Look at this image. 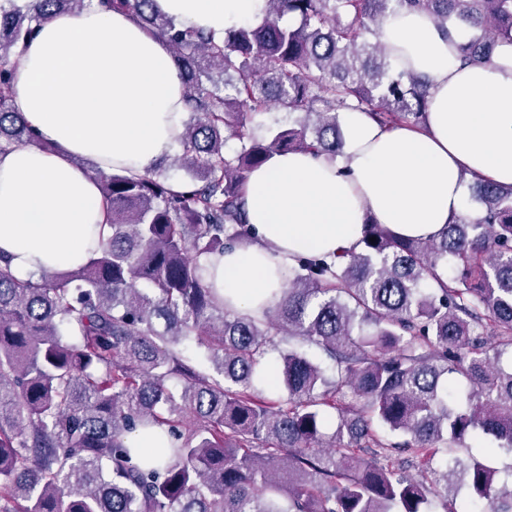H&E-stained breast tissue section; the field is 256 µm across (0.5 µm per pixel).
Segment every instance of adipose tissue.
<instances>
[{"mask_svg":"<svg viewBox=\"0 0 512 512\" xmlns=\"http://www.w3.org/2000/svg\"><path fill=\"white\" fill-rule=\"evenodd\" d=\"M156 6L220 39L261 19L266 0ZM469 36L461 25L444 33L422 11L394 12L380 40L396 71L430 79L421 127L383 129L346 110L341 156L279 153L249 174L253 242L205 261L230 308L262 313L285 267L356 248L365 223L437 237L464 212L467 182L512 186V45L464 66L453 46ZM13 60V107L49 148L0 152V254L17 276L36 279L82 263L106 222L78 160L137 175L164 162L183 129V81L166 41L116 10L54 15L14 47Z\"/></svg>","mask_w":512,"mask_h":512,"instance_id":"ef3b65f1","label":"adipose tissue"}]
</instances>
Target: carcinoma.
Segmentation results:
<instances>
[{"mask_svg":"<svg viewBox=\"0 0 512 512\" xmlns=\"http://www.w3.org/2000/svg\"><path fill=\"white\" fill-rule=\"evenodd\" d=\"M91 2L0 0V151L47 148L13 109V47ZM267 3L217 40L155 0H97L168 43L186 178L177 190L162 167H92L110 232L91 237L85 263L33 280L0 256V512H435L426 478L442 512H512L511 469L437 461L476 433L512 452V187L473 183L477 210L437 238L367 224L359 248L298 259L260 315L224 305L201 262L251 243L250 171L282 152L341 154L339 112L423 121L427 81L389 74L379 34L391 13L465 24L458 58L476 65L512 45V0ZM272 107L293 125L256 136L252 117ZM273 351L285 397L265 400ZM138 428L171 438L142 466L126 444ZM464 488L475 498L459 504Z\"/></svg>","mask_w":512,"mask_h":512,"instance_id":"cac0c4a2","label":"carcinoma"}]
</instances>
